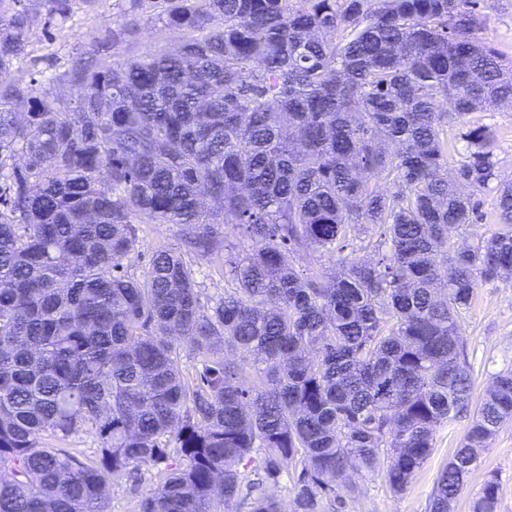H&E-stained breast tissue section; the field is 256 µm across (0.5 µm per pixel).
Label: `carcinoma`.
Here are the masks:
<instances>
[{"label": "carcinoma", "mask_w": 512, "mask_h": 512, "mask_svg": "<svg viewBox=\"0 0 512 512\" xmlns=\"http://www.w3.org/2000/svg\"><path fill=\"white\" fill-rule=\"evenodd\" d=\"M75 2L0 0V77ZM150 21L176 48L135 50ZM481 26L478 0H119L85 57L0 82V512H110L133 471V512H284L258 488L288 470L293 512H348L353 471L401 494L468 415L426 506L451 512L512 423V367L473 402L461 328L512 283V179L467 121L512 109V71ZM488 188L498 228L458 245ZM144 224L184 248L139 275ZM190 254L224 256V296Z\"/></svg>", "instance_id": "1"}]
</instances>
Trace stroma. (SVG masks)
I'll use <instances>...</instances> for the list:
<instances>
[{"label":"stroma","mask_w":512,"mask_h":512,"mask_svg":"<svg viewBox=\"0 0 512 512\" xmlns=\"http://www.w3.org/2000/svg\"><path fill=\"white\" fill-rule=\"evenodd\" d=\"M479 6L484 17L481 37L495 45L505 64L512 65V0H479ZM117 10L116 0H96L91 6L78 0L70 20L53 23L46 32L34 30L31 54L15 65L10 79L37 70L49 73L58 69L73 54L88 47L93 35ZM469 121L498 130L495 156L503 175L511 177L512 112L491 108L471 114ZM461 325L473 371V394L478 397L492 374L512 364V285L498 281L480 283L472 306L462 315ZM467 427V419L462 418L440 428L432 455L401 495L391 494L381 477L354 476L356 492L349 512H425L435 479L459 446ZM492 477L500 485V512H512V424L503 427L480 451L477 464L455 502L454 512H471L478 492Z\"/></svg>","instance_id":"obj_1"}]
</instances>
